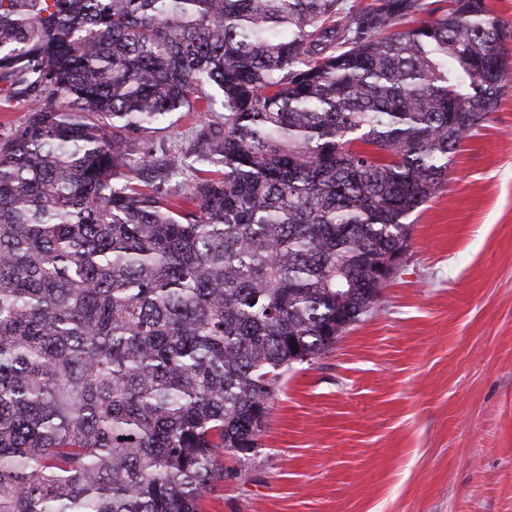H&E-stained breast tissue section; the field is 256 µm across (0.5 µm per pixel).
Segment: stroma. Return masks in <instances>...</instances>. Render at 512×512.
<instances>
[{"label": "stroma", "instance_id": "35a3bbf8", "mask_svg": "<svg viewBox=\"0 0 512 512\" xmlns=\"http://www.w3.org/2000/svg\"><path fill=\"white\" fill-rule=\"evenodd\" d=\"M381 304L274 398L205 512H512V81Z\"/></svg>", "mask_w": 512, "mask_h": 512}]
</instances>
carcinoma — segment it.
<instances>
[{"label": "carcinoma", "mask_w": 512, "mask_h": 512, "mask_svg": "<svg viewBox=\"0 0 512 512\" xmlns=\"http://www.w3.org/2000/svg\"><path fill=\"white\" fill-rule=\"evenodd\" d=\"M511 39L487 0H0V512H204L377 307ZM29 106L24 100H15L8 107L0 109V134H6L11 128L22 124L28 114ZM194 122H196V118L191 116L180 118L173 127L158 133L161 144L168 153L174 155L180 142L191 135L190 128L195 126Z\"/></svg>", "instance_id": "carcinoma-1"}]
</instances>
